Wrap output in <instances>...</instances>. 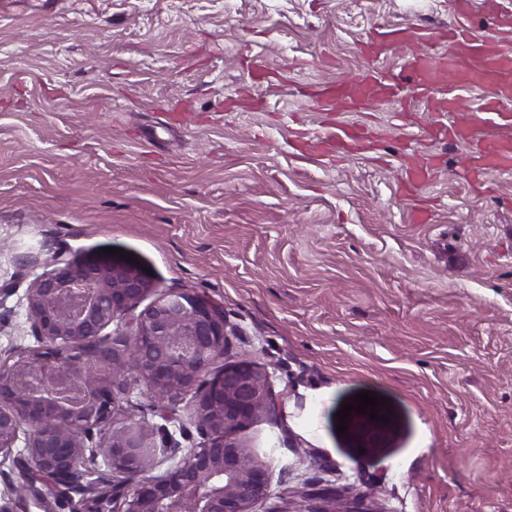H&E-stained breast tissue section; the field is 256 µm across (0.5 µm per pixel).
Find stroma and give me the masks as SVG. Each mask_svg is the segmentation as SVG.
Instances as JSON below:
<instances>
[{
    "instance_id": "35a3bbf8",
    "label": "stroma",
    "mask_w": 512,
    "mask_h": 512,
    "mask_svg": "<svg viewBox=\"0 0 512 512\" xmlns=\"http://www.w3.org/2000/svg\"><path fill=\"white\" fill-rule=\"evenodd\" d=\"M448 0H0V353L35 345L25 293L55 254L106 247L224 308L225 363L253 362L281 403L238 439L271 472L256 512L308 485L341 512H512V176L470 184L467 148L433 134L488 89L447 78L456 111L411 88L358 112L326 88L402 53L358 52L374 30L444 28ZM363 128L369 150L311 159L298 139ZM436 158L417 197L404 159ZM427 223L411 220L416 199ZM386 398L398 429L359 456L343 400ZM193 394L161 413L144 385L119 420L203 441ZM96 456L52 510L0 466L14 512H73L110 481Z\"/></svg>"
}]
</instances>
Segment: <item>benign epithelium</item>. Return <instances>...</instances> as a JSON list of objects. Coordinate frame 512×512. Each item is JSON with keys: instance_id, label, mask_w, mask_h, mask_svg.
Here are the masks:
<instances>
[{"instance_id": "obj_1", "label": "benign epithelium", "mask_w": 512, "mask_h": 512, "mask_svg": "<svg viewBox=\"0 0 512 512\" xmlns=\"http://www.w3.org/2000/svg\"><path fill=\"white\" fill-rule=\"evenodd\" d=\"M52 269L25 294L37 345L0 356V458L24 439L26 491L47 506L63 487L81 484L93 431L104 433L105 459L120 480L98 486L76 512H255L270 489L267 466L236 432L259 416H278L267 376L251 362L224 366V309L187 290H171L141 306L151 280L141 263L89 254L73 261L56 255ZM111 332H106L110 326ZM171 404L194 392L191 419L206 436L159 475L158 453L175 452L172 439L134 422H117L115 405L138 384ZM351 412L346 435L360 455L384 449L395 417ZM334 488L299 493L294 510L336 512Z\"/></svg>"}]
</instances>
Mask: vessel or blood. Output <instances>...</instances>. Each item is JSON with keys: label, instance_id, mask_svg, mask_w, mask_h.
<instances>
[{"label": "vessel or blood", "instance_id": "b4317fda", "mask_svg": "<svg viewBox=\"0 0 512 512\" xmlns=\"http://www.w3.org/2000/svg\"><path fill=\"white\" fill-rule=\"evenodd\" d=\"M482 11L494 20L492 31L473 29L469 19ZM453 23L448 30L408 25L378 32L384 45L400 49L416 47L417 56L408 62L419 93L435 111H447L453 99L441 84L461 61H469L478 85L489 88L484 103L471 114L468 128L449 126L451 139L465 140L473 156L490 169L512 171V139L483 134L486 126L511 127L512 114L504 112L512 101V0H452Z\"/></svg>", "mask_w": 512, "mask_h": 512}]
</instances>
